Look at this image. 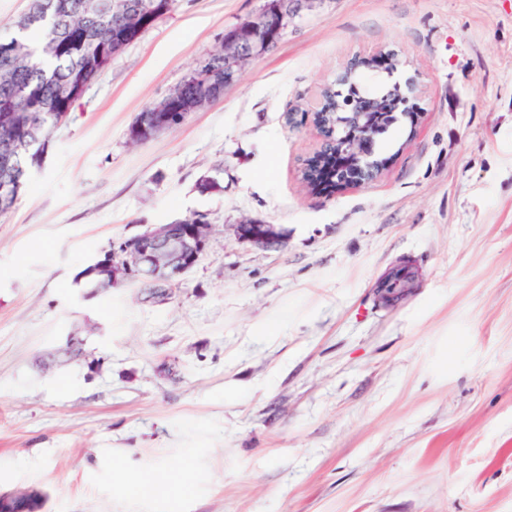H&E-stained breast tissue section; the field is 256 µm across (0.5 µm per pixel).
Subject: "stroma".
I'll return each instance as SVG.
<instances>
[{"label": "stroma", "mask_w": 512, "mask_h": 512, "mask_svg": "<svg viewBox=\"0 0 512 512\" xmlns=\"http://www.w3.org/2000/svg\"><path fill=\"white\" fill-rule=\"evenodd\" d=\"M265 0H175L54 128L0 216V492L43 512H512V0H315L177 128L135 143ZM396 50L415 137L376 181L312 194V114L354 55ZM205 215L165 298L77 275ZM277 224L288 245L230 227ZM418 273L396 303L377 283ZM81 361L43 368L70 332ZM181 95V91L178 89L154 106L153 109L149 108L141 112L131 127V138L142 141L144 136L151 138L165 129L173 128L174 123L172 114L169 112V102L176 98L184 100ZM231 230L239 243L259 249H281L288 244V232L277 224H234Z\"/></svg>", "instance_id": "1"}]
</instances>
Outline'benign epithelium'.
<instances>
[{
  "label": "benign epithelium",
  "instance_id": "obj_1",
  "mask_svg": "<svg viewBox=\"0 0 512 512\" xmlns=\"http://www.w3.org/2000/svg\"><path fill=\"white\" fill-rule=\"evenodd\" d=\"M145 0H84L85 10L96 14L112 13V17L132 16L144 7ZM313 0H274L258 13L224 32V86L237 82L245 61L258 57L275 47L287 28L288 22ZM361 61L364 68L373 69L383 62L387 70L395 72L399 67L397 54L393 51L376 55H357L347 65L343 74L353 75L354 63ZM397 92L393 111L381 112L374 100L355 112L336 113V126L328 129L318 122L319 113H313V125L319 132L320 145L313 159L306 161L301 169L302 180L310 184L309 171L318 167L322 152L333 153L344 159L343 174L329 178L332 192L362 187L377 180L385 162L374 157L372 145L383 129V122H396L399 118L408 121L410 132H415L420 119L418 107H409V98L416 96V82L411 79L407 88L396 85ZM181 97L176 90L135 119L131 138L140 141L143 137L174 127L169 102ZM231 230L236 240L253 248L281 249L288 244V232L276 224H233ZM211 233L209 224H154L143 233L112 246V253L105 261H98L92 272L105 271L112 281L135 277L156 288L155 295L163 297L166 288L190 271L206 250ZM29 493L3 492L0 494V512H31Z\"/></svg>",
  "mask_w": 512,
  "mask_h": 512
}]
</instances>
